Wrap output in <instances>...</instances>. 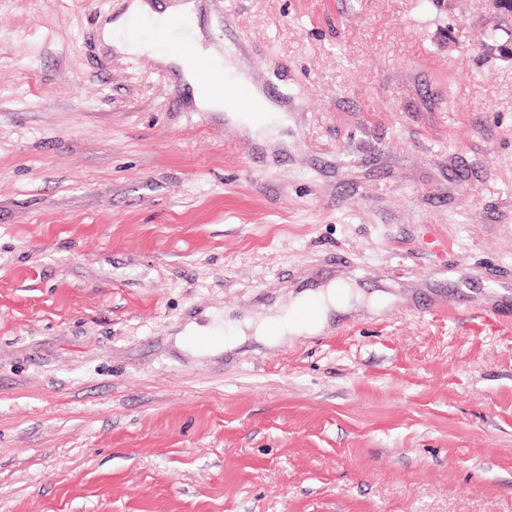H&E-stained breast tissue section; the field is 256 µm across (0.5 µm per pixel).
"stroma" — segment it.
Here are the masks:
<instances>
[{"mask_svg": "<svg viewBox=\"0 0 512 512\" xmlns=\"http://www.w3.org/2000/svg\"><path fill=\"white\" fill-rule=\"evenodd\" d=\"M126 2L0 0V512H512V15L200 0L262 143L102 47ZM225 67L228 72L236 75L237 80L249 87L253 97L262 104L264 112L268 113L262 119H258L254 116H248L240 109L230 106H228L227 112H232L231 118L244 125L250 134L259 138L261 142L269 140L273 134L272 127H274L275 124L279 125L284 119V116L280 115L282 111L263 98L256 85L245 71L244 65L238 59L226 61ZM352 288L343 282H332L318 292L302 291L288 300L275 316L248 320L254 336L269 345H279L287 339L323 331L333 312H347L353 308Z\"/></svg>", "mask_w": 512, "mask_h": 512, "instance_id": "1", "label": "stroma"}]
</instances>
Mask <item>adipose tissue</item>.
I'll return each instance as SVG.
<instances>
[{"label":"adipose tissue","mask_w":512,"mask_h":512,"mask_svg":"<svg viewBox=\"0 0 512 512\" xmlns=\"http://www.w3.org/2000/svg\"><path fill=\"white\" fill-rule=\"evenodd\" d=\"M185 25L187 47L176 43H164L138 33L144 25L164 30L172 22ZM103 43L124 55L148 54L165 65L177 69L182 78L194 90V103L203 112H220L224 109L223 96L200 78L203 65L211 64L234 73L244 85L252 80L239 60H224L216 48L205 45L198 25L196 0H181L180 4L158 12L152 0H129L126 10L116 18L108 19L101 28ZM353 292L349 285L334 282L319 291H303L291 298L287 305L274 316L249 321L255 336L270 345L323 331L329 324L332 313L351 310Z\"/></svg>","instance_id":"1"}]
</instances>
